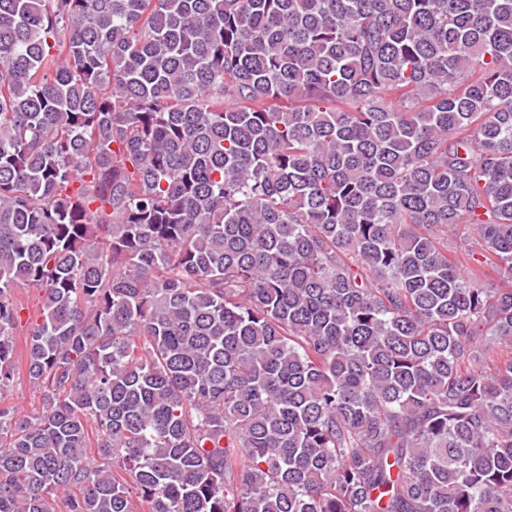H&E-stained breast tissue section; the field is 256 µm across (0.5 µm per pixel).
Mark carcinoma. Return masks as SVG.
Returning a JSON list of instances; mask_svg holds the SVG:
<instances>
[{
	"mask_svg": "<svg viewBox=\"0 0 512 512\" xmlns=\"http://www.w3.org/2000/svg\"><path fill=\"white\" fill-rule=\"evenodd\" d=\"M455 224L512 280V0H0V512H512ZM474 237L465 224H458L453 231H448V256L460 257L461 252L477 251L479 247L474 243ZM16 298L24 310L21 311L22 323L16 329V356L19 361L20 371L15 377L11 387L2 395L6 404H11L24 413L33 414L41 409V393L28 381L23 368L24 362V330L28 319L34 318L39 313V305L36 291L28 288H20Z\"/></svg>",
	"mask_w": 512,
	"mask_h": 512,
	"instance_id": "obj_1",
	"label": "carcinoma"
}]
</instances>
